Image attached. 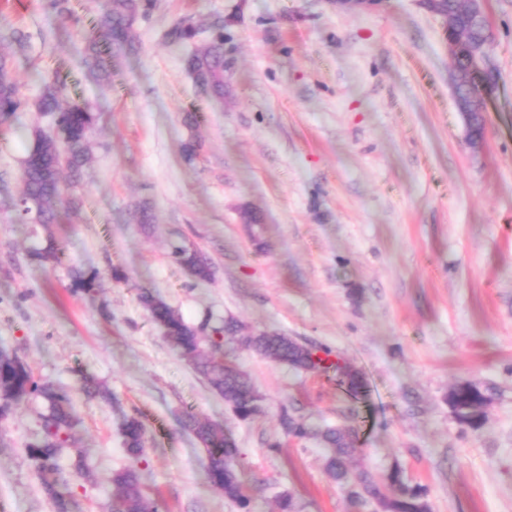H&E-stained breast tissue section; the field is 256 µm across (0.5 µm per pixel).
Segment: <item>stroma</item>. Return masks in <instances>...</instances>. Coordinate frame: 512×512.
Returning <instances> with one entry per match:
<instances>
[{"mask_svg":"<svg viewBox=\"0 0 512 512\" xmlns=\"http://www.w3.org/2000/svg\"><path fill=\"white\" fill-rule=\"evenodd\" d=\"M101 3L73 0L59 18L45 0H0V53L27 102L0 123V349L74 399L77 447L60 466L80 512H107L109 477L130 465L160 512H240L208 481L203 448L180 426L188 413L234 440L250 512H278L283 492L295 512H356L318 442L288 435L285 412L313 424L356 416L353 466L380 481L399 467L430 512H512V0L485 2L494 37L478 144L456 106L441 23L419 0L376 11L154 0L135 24L137 51L113 60L107 83L79 65ZM183 19L199 46L224 27L223 101L186 71L192 45L166 38ZM55 75L98 122L70 188L80 210L46 229L21 222L16 203L28 137L55 129L34 106ZM49 235L60 262L31 259ZM176 247L202 255L210 281ZM76 268L98 273L96 293L73 292ZM143 289L195 327L230 318L241 336H288L349 367L362 391L228 339L225 359L262 397L261 412L239 420L152 321ZM86 374L113 402L82 395ZM463 382L487 396L476 428L448 402ZM40 409L23 402L0 417V512H54L27 453ZM126 415L145 428L135 464ZM79 453L92 478L72 469Z\"/></svg>","mask_w":512,"mask_h":512,"instance_id":"obj_1","label":"stroma"}]
</instances>
